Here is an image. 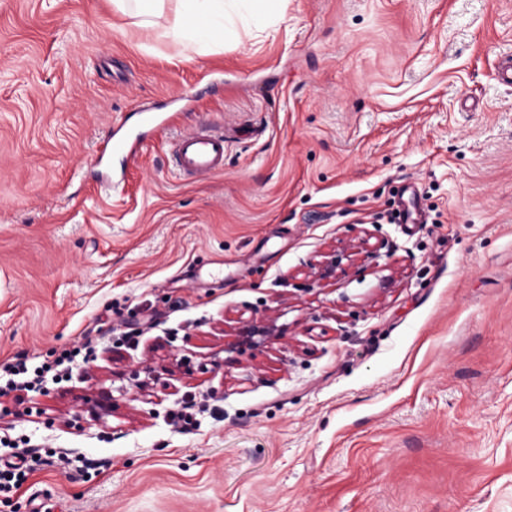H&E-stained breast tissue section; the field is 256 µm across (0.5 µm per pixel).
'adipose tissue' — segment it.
<instances>
[{"label":"adipose tissue","mask_w":512,"mask_h":512,"mask_svg":"<svg viewBox=\"0 0 512 512\" xmlns=\"http://www.w3.org/2000/svg\"><path fill=\"white\" fill-rule=\"evenodd\" d=\"M180 7L173 24L164 35L172 43L184 47L203 48L217 38L236 35L232 14L236 6H244L249 20L270 15L274 0H179Z\"/></svg>","instance_id":"ef3b65f1"}]
</instances>
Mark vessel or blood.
<instances>
[{
	"mask_svg": "<svg viewBox=\"0 0 512 512\" xmlns=\"http://www.w3.org/2000/svg\"><path fill=\"white\" fill-rule=\"evenodd\" d=\"M179 174L186 177H210L224 169V135L207 130L179 138L173 149Z\"/></svg>",
	"mask_w": 512,
	"mask_h": 512,
	"instance_id": "vessel-or-blood-1",
	"label": "vessel or blood"
}]
</instances>
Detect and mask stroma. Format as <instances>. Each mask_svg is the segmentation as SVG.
Masks as SVG:
<instances>
[{
    "label": "stroma",
    "mask_w": 512,
    "mask_h": 512,
    "mask_svg": "<svg viewBox=\"0 0 512 512\" xmlns=\"http://www.w3.org/2000/svg\"><path fill=\"white\" fill-rule=\"evenodd\" d=\"M140 23L0 0V364L98 339L0 397L45 458L0 512H512V0H280L202 53ZM174 163L184 177H210L224 169V132L201 130L179 138L173 149Z\"/></svg>",
    "instance_id": "1"
}]
</instances>
